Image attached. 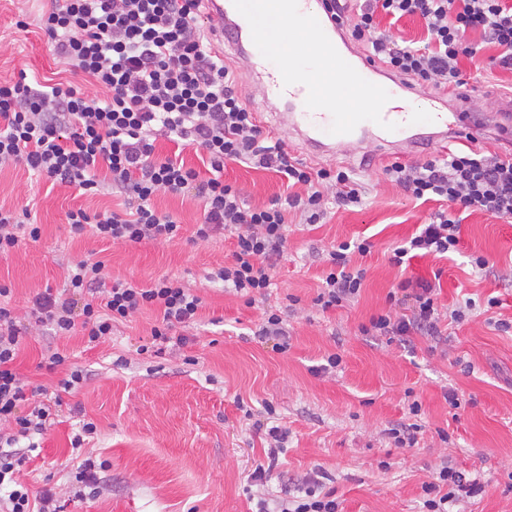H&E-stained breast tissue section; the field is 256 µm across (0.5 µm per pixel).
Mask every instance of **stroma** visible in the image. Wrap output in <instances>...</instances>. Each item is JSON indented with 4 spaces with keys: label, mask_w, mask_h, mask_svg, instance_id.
<instances>
[{
    "label": "stroma",
    "mask_w": 512,
    "mask_h": 512,
    "mask_svg": "<svg viewBox=\"0 0 512 512\" xmlns=\"http://www.w3.org/2000/svg\"><path fill=\"white\" fill-rule=\"evenodd\" d=\"M50 3L0 0V81L50 79L95 96L83 74L54 56L40 28ZM469 38L487 62L467 82L481 97L484 116L495 92L512 90V72L489 64L494 50L481 46L479 33ZM361 173L370 184L362 208L333 210L326 223L294 227L288 238L265 302L288 315L291 337L282 353L255 338L260 309L213 278L230 261L233 239L187 243L203 214L192 195L155 199L159 211L181 224V240L122 245L88 230L72 233L65 222L72 208L112 209L111 197L78 195L20 166L1 169L0 206L30 209L42 229L38 242L22 241L0 256V284L10 288L18 314L36 293L61 287L63 264L87 256L104 261L109 278L145 286L169 275L202 300L195 340L177 353H140L157 318L150 308L117 324L111 341L93 349L78 334L27 337L15 362L23 378L56 391L61 372L38 367L50 346L88 378L63 394L59 422L23 464L21 480L36 493L52 489L65 500L64 512H251L247 479L266 460L265 428L280 425L288 443L267 478V496L296 491L314 472L335 489L341 512H421V486L446 461L478 472L484 486L464 503L465 512H512V329L495 325L512 319V222L468 213L452 259L416 257L399 268L390 251L437 205L409 199L377 168ZM223 175L254 205L283 192L279 176L244 164L226 163ZM364 237L373 248L362 259L368 275L358 300L322 310L314 299L326 249ZM475 252L489 259L490 271L473 272L468 257ZM404 280L434 283L440 306L470 298L476 307L462 321H442V343L415 334L401 348L362 335V324L393 310L388 295ZM491 297L499 307L487 308ZM332 353L343 359L336 375H315L313 366ZM451 389L460 408L446 399ZM414 402L420 405L415 415ZM83 419L96 423L90 446L109 469L99 495L77 501L72 481L79 461L71 439ZM413 423L422 427L417 444L396 445L390 429Z\"/></svg>",
    "instance_id": "35a3bbf8"
}]
</instances>
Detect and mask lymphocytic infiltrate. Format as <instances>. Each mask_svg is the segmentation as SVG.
<instances>
[{"label": "lymphocytic infiltrate", "instance_id": "1", "mask_svg": "<svg viewBox=\"0 0 512 512\" xmlns=\"http://www.w3.org/2000/svg\"><path fill=\"white\" fill-rule=\"evenodd\" d=\"M331 2L354 43L379 58L388 73L414 85L434 91L463 86L460 63L475 60L478 53L468 38L472 31L496 49L495 63L512 70V0ZM383 16L394 22L419 18L424 39L406 41L380 32ZM41 25L53 52L107 97L92 101L60 83L0 82V166L20 164L81 194L122 199L121 211L109 214L80 207L67 211L73 233L89 228L115 243L168 242L180 226L156 209L155 197L195 193L203 206L195 240L234 237L231 261L215 277L252 306L273 286L288 245L289 211H297L302 223L322 224L330 207L362 206L365 184L353 169L309 166L257 123L241 99L235 70L211 50L200 0H52ZM161 137L202 151L211 177L181 160L159 157ZM229 161L281 176L286 195L264 206L249 205L224 181ZM382 174L408 197L439 204L428 222L393 249L389 261L394 266L457 252L460 211L512 219V158L478 148L417 164L395 161ZM30 216L27 210L0 209V255L15 248L20 236L40 239L41 227ZM371 248L364 239L328 250L316 305L327 310L359 296L367 269L352 257ZM105 279L103 261L69 263L60 291L38 293L23 317L4 304L9 289L0 285V512H59L51 490L35 498L18 479L28 454L37 449L35 437L55 424L62 404L58 398L46 403V388L24 380L15 368L19 347L33 327L54 337L79 332L96 346L110 338L116 324L149 306L161 318L141 352L163 344L182 348L191 341L188 331L201 304L191 289L166 277L146 287L121 280L109 285ZM398 288L407 313L371 317L362 333L391 343L415 332L440 335L443 315L432 283L405 280ZM96 432L94 422L84 421L71 441L81 460L74 474L78 499L98 493V465L84 446ZM481 490L479 478L441 467L422 485L424 512H453ZM256 507L257 512H339L335 491L324 489L314 476L306 479L300 495L273 500L261 494Z\"/></svg>", "mask_w": 512, "mask_h": 512}]
</instances>
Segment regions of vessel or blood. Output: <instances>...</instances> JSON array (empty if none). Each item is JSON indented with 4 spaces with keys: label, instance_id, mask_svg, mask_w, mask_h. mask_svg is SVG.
I'll return each instance as SVG.
<instances>
[{
    "label": "vessel or blood",
    "instance_id": "vessel-or-blood-1",
    "mask_svg": "<svg viewBox=\"0 0 512 512\" xmlns=\"http://www.w3.org/2000/svg\"><path fill=\"white\" fill-rule=\"evenodd\" d=\"M215 51L231 47L262 80L263 104L297 135L309 159L366 154L373 166L418 154L425 131L471 146L479 126L455 87L422 91L352 44L324 0H203ZM368 104L355 111L353 102Z\"/></svg>",
    "mask_w": 512,
    "mask_h": 512
}]
</instances>
